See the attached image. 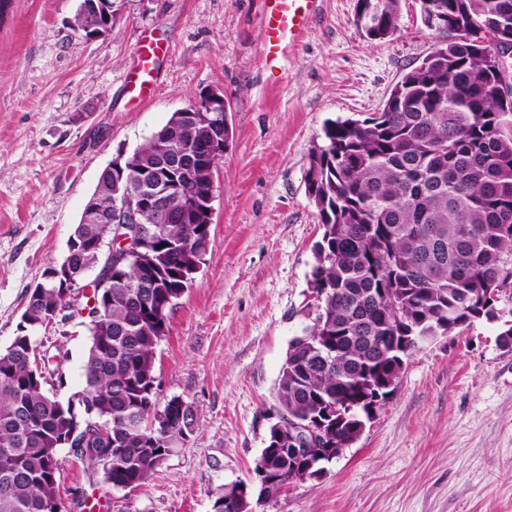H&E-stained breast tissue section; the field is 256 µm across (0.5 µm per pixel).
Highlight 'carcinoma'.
Here are the masks:
<instances>
[{"label": "carcinoma", "mask_w": 512, "mask_h": 512, "mask_svg": "<svg viewBox=\"0 0 512 512\" xmlns=\"http://www.w3.org/2000/svg\"><path fill=\"white\" fill-rule=\"evenodd\" d=\"M356 24L372 41L392 37L399 0H371L372 19ZM424 25L439 41L392 87L379 112L333 121L311 155L306 189L323 227L309 288L321 303L314 342L290 341L276 398L288 420L320 419L329 441L343 445L363 432L361 407L347 404L364 389L397 378L403 357L366 362L364 344L395 336H447L480 317H496L498 296L512 290V94L497 86L506 67L488 63L494 38L512 39V0H420ZM465 37L475 53L458 51ZM198 112H174L131 154L126 169L173 188L170 221L139 215L142 240L112 263L110 288L73 312L67 289L27 292L18 333L0 350V512H68L59 492L58 453L70 449L114 489H135L195 431L192 405L160 404L155 351L168 316L201 266L213 216L202 198L218 161L196 154L179 175L167 163L212 135ZM125 181L103 170L91 195L104 220L77 224L70 276L97 262L89 242L115 238L112 210ZM88 311L85 386L67 400L59 361L39 350L40 328ZM347 418L336 427L332 406ZM109 422L104 435L96 430ZM259 462L291 477L288 449L267 442Z\"/></svg>", "instance_id": "cac0c4a2"}]
</instances>
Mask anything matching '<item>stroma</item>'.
Here are the masks:
<instances>
[{
  "instance_id": "35a3bbf8",
  "label": "stroma",
  "mask_w": 512,
  "mask_h": 512,
  "mask_svg": "<svg viewBox=\"0 0 512 512\" xmlns=\"http://www.w3.org/2000/svg\"><path fill=\"white\" fill-rule=\"evenodd\" d=\"M357 0H324L304 46L270 76L261 0H117L106 41L72 28L79 0H0V348L27 289L61 261L99 176L172 112L224 91L232 138L214 173L206 263L169 313L156 348L158 398L192 404L189 441L134 490L104 485L61 449L70 512H212L234 483H257L288 344L317 313L308 279L322 228L306 193L312 151L338 118L378 111L434 47L419 0L398 32L369 42ZM166 39L154 96L124 81L145 34ZM500 318L423 345L356 443L319 479L288 484L256 512H512V349ZM62 346L68 397L84 384L80 319L38 333Z\"/></svg>"
}]
</instances>
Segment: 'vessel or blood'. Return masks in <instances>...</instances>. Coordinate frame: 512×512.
<instances>
[{
    "label": "vessel or blood",
    "mask_w": 512,
    "mask_h": 512,
    "mask_svg": "<svg viewBox=\"0 0 512 512\" xmlns=\"http://www.w3.org/2000/svg\"><path fill=\"white\" fill-rule=\"evenodd\" d=\"M262 53L268 68L279 62L304 42L313 17L319 13L323 0H262ZM165 48L155 40L145 41L139 48V63L126 79L128 93L145 100L154 94L153 65Z\"/></svg>",
    "instance_id": "b4317fda"
}]
</instances>
